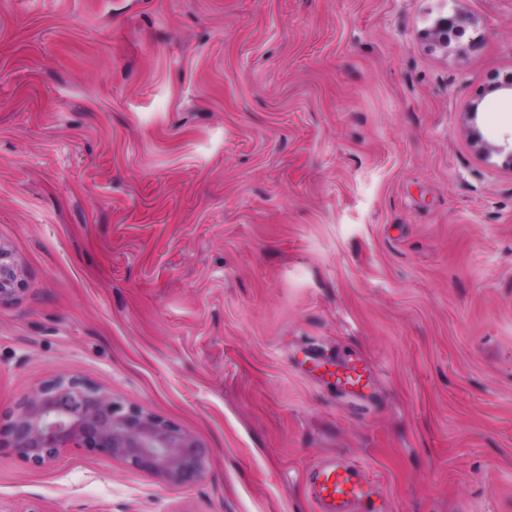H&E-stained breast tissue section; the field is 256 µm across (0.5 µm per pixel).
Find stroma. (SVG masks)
<instances>
[{"mask_svg": "<svg viewBox=\"0 0 512 512\" xmlns=\"http://www.w3.org/2000/svg\"><path fill=\"white\" fill-rule=\"evenodd\" d=\"M509 72L512 0H0V413L76 373L210 450H4L0 512H316L331 458L372 512H512V170L463 121L512 134ZM425 34L431 46L448 47L452 40L459 41L466 34V25L458 14L442 16ZM478 112V105L476 103L471 104L464 112V121L474 146L487 158L495 154L501 159V166L512 169V134H510V138H505L502 144L489 146L483 140L477 127ZM22 285L21 270L8 250L0 245V301L19 292ZM316 366L331 365L336 368V385L347 394H355L356 388L362 387V381L369 378L365 375L364 367L360 366L357 358H339L333 361L322 353L313 352L310 356Z\"/></svg>", "mask_w": 512, "mask_h": 512, "instance_id": "35a3bbf8", "label": "stroma"}]
</instances>
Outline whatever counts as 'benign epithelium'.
I'll use <instances>...</instances> for the list:
<instances>
[{
	"mask_svg": "<svg viewBox=\"0 0 512 512\" xmlns=\"http://www.w3.org/2000/svg\"><path fill=\"white\" fill-rule=\"evenodd\" d=\"M466 34L463 17H440L427 30L433 47L448 46ZM487 88L512 94V72L489 78ZM478 105L464 112L474 146L485 157L501 159L512 169V137L490 146L477 127ZM22 273L11 254L0 246V300L21 290ZM42 466L66 448H80L118 459L155 475L167 485L200 479L209 448L198 437L135 406H127L95 383L78 375H61L25 394L17 408L0 422V450Z\"/></svg>",
	"mask_w": 512,
	"mask_h": 512,
	"instance_id": "7a95c632",
	"label": "benign epithelium"
}]
</instances>
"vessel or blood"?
I'll return each instance as SVG.
<instances>
[{"mask_svg": "<svg viewBox=\"0 0 512 512\" xmlns=\"http://www.w3.org/2000/svg\"><path fill=\"white\" fill-rule=\"evenodd\" d=\"M311 359L319 366L334 365L336 384L345 393H355L366 378L365 369L357 358L331 361L315 352ZM311 487L318 512H361L377 491L375 481L367 476L361 465L336 459L315 466Z\"/></svg>", "mask_w": 512, "mask_h": 512, "instance_id": "b4317fda", "label": "vessel or blood"}]
</instances>
